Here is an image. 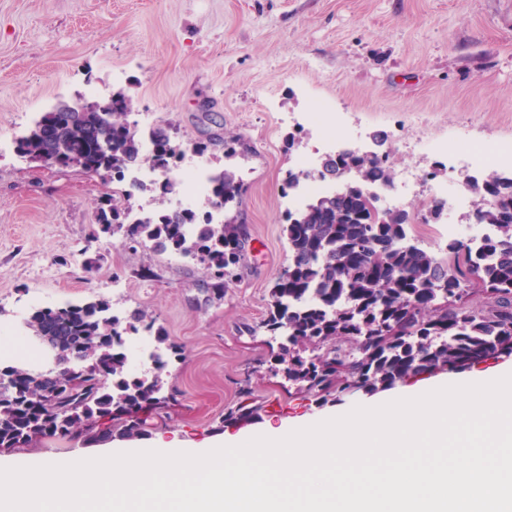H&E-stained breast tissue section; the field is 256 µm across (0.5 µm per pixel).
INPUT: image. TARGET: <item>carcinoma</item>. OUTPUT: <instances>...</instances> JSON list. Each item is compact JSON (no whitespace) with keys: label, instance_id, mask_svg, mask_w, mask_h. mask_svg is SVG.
<instances>
[{"label":"carcinoma","instance_id":"cac0c4a2","mask_svg":"<svg viewBox=\"0 0 512 512\" xmlns=\"http://www.w3.org/2000/svg\"><path fill=\"white\" fill-rule=\"evenodd\" d=\"M46 112L19 141V151L34 159L62 155L69 168L73 155L112 176L124 178L133 162L166 167L183 151L170 144L167 129L151 132L161 147L142 156V142L127 122V113L113 112L109 121L97 108L73 114L59 126L55 142L44 140L42 123H54ZM324 171L358 168L357 180L320 195L296 215H288L285 232L290 263L272 290L262 328L277 343L271 351L280 372L299 391L326 404L353 391L386 390L423 372L458 371L493 354H512V172L489 169L474 209L493 233L479 245L448 243V257L438 259L407 242L409 214L378 209L370 188L391 183L387 157L330 156ZM213 198L241 202L244 186L234 170L211 177ZM193 216L160 210L129 226L131 239L159 252H177L197 259L206 269L231 281L246 266L244 241L250 230L241 212L216 224L212 216L186 225ZM103 300L83 311L70 306L39 309L29 326L51 320L60 335L89 353L88 379L101 363L110 364L112 386L93 385L58 408L38 402L50 386L67 390L75 377L36 373L17 388L0 384V448H21L46 436L96 438L101 421H121L127 437L151 427L142 412H157L163 402L159 379L135 376L126 369L124 349L111 347L122 332L142 330L165 342L156 318L134 309L124 319L107 315Z\"/></svg>","mask_w":512,"mask_h":512}]
</instances>
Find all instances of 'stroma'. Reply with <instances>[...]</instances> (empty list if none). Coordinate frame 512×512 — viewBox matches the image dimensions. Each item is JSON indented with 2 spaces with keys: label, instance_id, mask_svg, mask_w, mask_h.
I'll return each mask as SVG.
<instances>
[{
  "label": "stroma",
  "instance_id": "stroma-1",
  "mask_svg": "<svg viewBox=\"0 0 512 512\" xmlns=\"http://www.w3.org/2000/svg\"><path fill=\"white\" fill-rule=\"evenodd\" d=\"M132 100L128 121L169 128L180 143L213 137L210 169H249L243 213L249 267L224 292L195 261L131 247L98 222L116 188L107 173L29 160L16 141L60 104ZM323 101L354 144L373 133L393 171L420 168L456 188L431 142L512 140V0H0V364H34V303L93 299L152 313L176 353L163 373L166 415L115 447L164 438L185 448L291 425L371 401L320 404L271 368L259 326L290 262L281 185L310 143L283 122ZM240 136L249 152L224 156ZM249 397L244 424L228 412ZM97 443L44 438L0 461L65 459Z\"/></svg>",
  "mask_w": 512,
  "mask_h": 512
}]
</instances>
